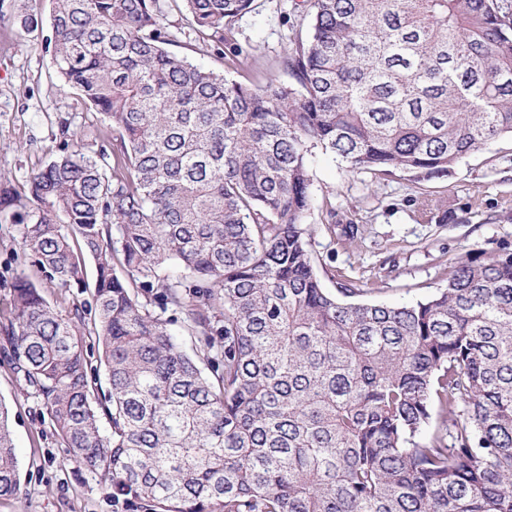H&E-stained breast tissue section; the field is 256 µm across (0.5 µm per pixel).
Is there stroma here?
I'll return each instance as SVG.
<instances>
[{"instance_id":"obj_1","label":"stroma","mask_w":512,"mask_h":512,"mask_svg":"<svg viewBox=\"0 0 512 512\" xmlns=\"http://www.w3.org/2000/svg\"><path fill=\"white\" fill-rule=\"evenodd\" d=\"M53 0H0V183L27 195L31 177L53 155L79 143L85 155L112 151V130L79 91L63 87L52 54ZM34 10L37 29L24 30L20 15ZM173 51L228 78L289 82L281 64L295 33H308L306 0H265L260 13L236 26L238 57L220 55L168 8L161 19ZM312 204V250L324 268L345 274L361 303L408 305L443 287L450 258L472 251L512 253V139L501 138L461 159L443 178L414 181L345 170L340 160L312 148L307 156ZM354 224V241L334 238L328 224ZM21 226L0 215V401L9 409L21 485L0 498V512H133L112 501L98 478L71 462L39 399L26 392L7 359L4 333L13 318L14 285L34 283L62 313L80 312L88 359L99 383V361L89 324L92 290L62 287L20 246Z\"/></svg>"}]
</instances>
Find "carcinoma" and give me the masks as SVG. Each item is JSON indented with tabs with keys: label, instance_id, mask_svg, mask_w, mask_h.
<instances>
[{
	"label": "carcinoma",
	"instance_id": "1",
	"mask_svg": "<svg viewBox=\"0 0 512 512\" xmlns=\"http://www.w3.org/2000/svg\"><path fill=\"white\" fill-rule=\"evenodd\" d=\"M167 2L54 0L57 71L116 136L110 164L76 148L34 174L21 245L66 288L94 260L108 396L79 314L25 278L8 340L72 460L140 512H512V253L455 259L413 305L355 303L307 223L312 146L443 177L512 137V0H308L291 82L263 84L170 51ZM182 2L220 51L261 8ZM19 489L0 402V497Z\"/></svg>",
	"mask_w": 512,
	"mask_h": 512
}]
</instances>
